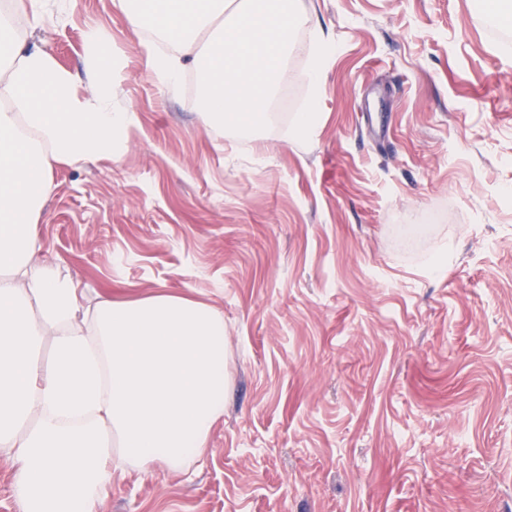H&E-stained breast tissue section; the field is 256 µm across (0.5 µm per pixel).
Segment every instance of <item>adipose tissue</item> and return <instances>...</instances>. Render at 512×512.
<instances>
[{"label":"adipose tissue","instance_id":"obj_1","mask_svg":"<svg viewBox=\"0 0 512 512\" xmlns=\"http://www.w3.org/2000/svg\"><path fill=\"white\" fill-rule=\"evenodd\" d=\"M45 2L0 7V448L15 464L18 512H96L115 468L182 473L206 454L224 416V317L163 291L91 302L66 270L39 260L55 165L117 159L135 122L113 102L102 31L85 38L82 82L18 32L20 20L33 30L63 22ZM113 4L153 35L148 66L160 84L175 93L196 74L206 125L268 121L295 13L270 0Z\"/></svg>","mask_w":512,"mask_h":512}]
</instances>
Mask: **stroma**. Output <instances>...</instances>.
<instances>
[{
	"label": "stroma",
	"instance_id": "obj_1",
	"mask_svg": "<svg viewBox=\"0 0 512 512\" xmlns=\"http://www.w3.org/2000/svg\"><path fill=\"white\" fill-rule=\"evenodd\" d=\"M47 2L33 42L80 78L103 31L136 121L120 160L55 166L41 261L93 300L193 292L227 342L206 456L116 474L97 512H512V38L486 0H297L252 139L202 124L193 73L159 85L112 0ZM331 47L330 39L321 35L319 37V50L309 61L305 79L315 90H318L322 84V73L330 55Z\"/></svg>",
	"mask_w": 512,
	"mask_h": 512
}]
</instances>
